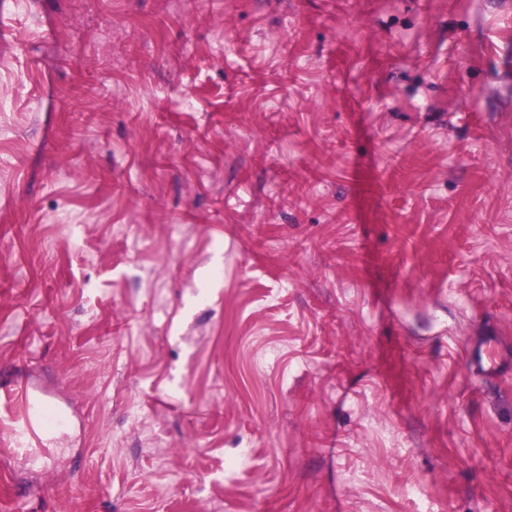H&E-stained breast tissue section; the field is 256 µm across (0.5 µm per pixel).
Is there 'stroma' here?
I'll list each match as a JSON object with an SVG mask.
<instances>
[{"label":"stroma","instance_id":"stroma-1","mask_svg":"<svg viewBox=\"0 0 512 512\" xmlns=\"http://www.w3.org/2000/svg\"><path fill=\"white\" fill-rule=\"evenodd\" d=\"M0 512H512V0H0ZM24 401V414L17 430L15 454L28 458L50 442L46 429L47 405L51 401L37 388L18 385Z\"/></svg>","mask_w":512,"mask_h":512}]
</instances>
